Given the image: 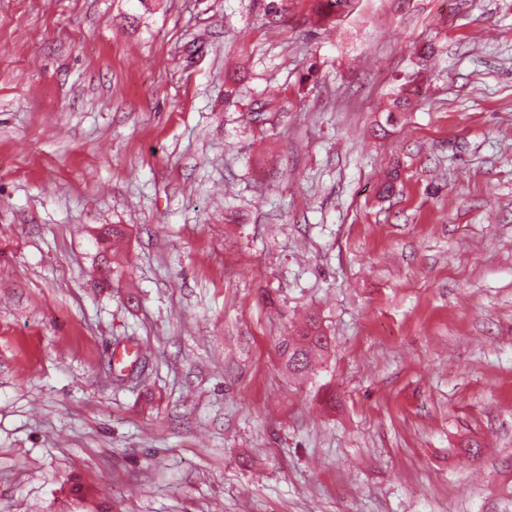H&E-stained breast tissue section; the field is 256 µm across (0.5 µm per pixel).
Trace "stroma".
<instances>
[{
  "label": "stroma",
  "mask_w": 512,
  "mask_h": 512,
  "mask_svg": "<svg viewBox=\"0 0 512 512\" xmlns=\"http://www.w3.org/2000/svg\"><path fill=\"white\" fill-rule=\"evenodd\" d=\"M266 3L0 0V512H512V0ZM426 89L418 76L409 78L395 93L394 98L389 100L386 108L384 124L391 126L397 121V114L405 112L413 103V100L422 96ZM280 365L288 377L302 379L313 374L329 352V339L317 320L310 318L295 336H281L275 345Z\"/></svg>",
  "instance_id": "stroma-1"
}]
</instances>
